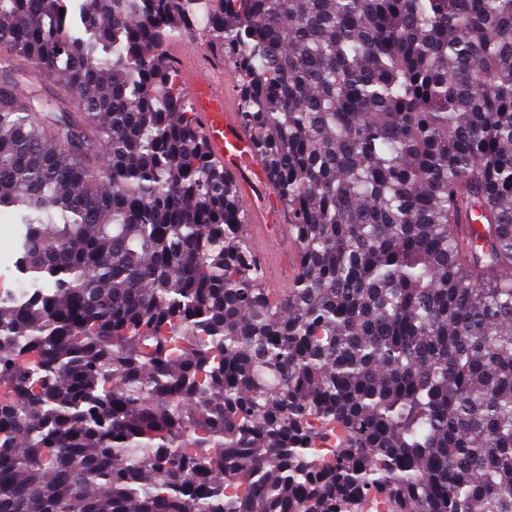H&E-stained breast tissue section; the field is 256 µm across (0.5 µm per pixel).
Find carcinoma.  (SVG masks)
<instances>
[{
	"instance_id": "carcinoma-1",
	"label": "carcinoma",
	"mask_w": 512,
	"mask_h": 512,
	"mask_svg": "<svg viewBox=\"0 0 512 512\" xmlns=\"http://www.w3.org/2000/svg\"><path fill=\"white\" fill-rule=\"evenodd\" d=\"M199 34L286 289L169 54ZM0 82V512H512V0H0ZM273 196H263L261 207L255 209L251 215L247 233L259 252L269 257L272 253L278 252L281 245L288 240V227L282 216L271 209ZM273 215L278 225L272 224ZM24 231L23 224H19L16 216L9 210H0V254L8 253L13 260L21 262L19 242Z\"/></svg>"
}]
</instances>
